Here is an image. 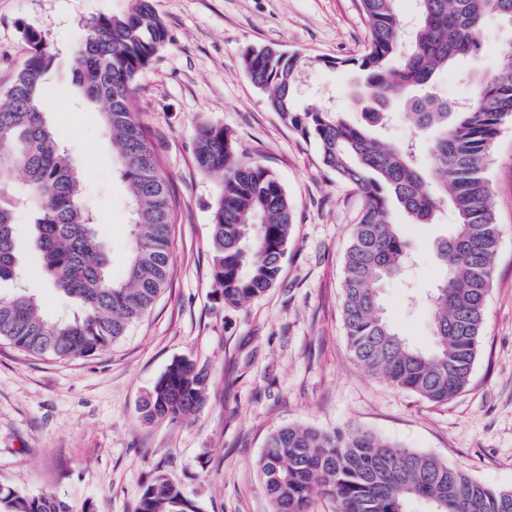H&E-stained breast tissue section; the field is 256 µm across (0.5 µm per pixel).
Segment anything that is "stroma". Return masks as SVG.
<instances>
[{
    "instance_id": "obj_1",
    "label": "stroma",
    "mask_w": 512,
    "mask_h": 512,
    "mask_svg": "<svg viewBox=\"0 0 512 512\" xmlns=\"http://www.w3.org/2000/svg\"><path fill=\"white\" fill-rule=\"evenodd\" d=\"M129 0H0V92L40 31L56 55L46 79L48 119L82 175V203L95 222L109 271L122 278L130 189L115 170L103 106L86 108L72 84L83 25L120 14ZM169 40L136 81L138 118L148 128L177 201L166 288L150 313L106 351L69 361L33 358L0 344V485L52 494L69 512H135L161 472L201 512H270L256 473L268 436L293 425L354 428L436 456L496 488L512 489V123L497 137L488 168L500 240L483 336L466 391L432 404L359 366L341 315L342 264L363 199L320 163L314 142L266 106L242 67L254 45L274 44L313 59L351 58L367 44L358 0H153ZM507 31L496 15L481 29L482 51L442 72L432 90L450 103L473 94L460 71L481 76L501 64ZM352 70H298V108L320 101L350 122ZM205 122L224 126L240 159L275 173L293 205L279 280L265 294L228 307L212 277L210 229L217 176L195 161ZM36 202L15 214L26 283L49 315L73 299L40 273L33 242ZM453 221L404 224L412 255L407 277L386 281V316L415 346L434 342L423 303L439 267L435 247ZM188 357L206 369V405L176 423H146L142 398L168 364Z\"/></svg>"
}]
</instances>
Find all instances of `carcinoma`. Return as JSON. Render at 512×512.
<instances>
[{"label":"carcinoma","instance_id":"carcinoma-1","mask_svg":"<svg viewBox=\"0 0 512 512\" xmlns=\"http://www.w3.org/2000/svg\"><path fill=\"white\" fill-rule=\"evenodd\" d=\"M411 29L396 0H359L369 43L351 59H323L327 67L359 72L354 99L364 123L344 120L320 103L297 111L298 70L316 62L256 45L242 56L268 108L316 142L322 166L351 184L364 206L344 257L342 321L355 361L394 387L446 404L462 393L482 339L487 295L499 245L494 199L486 171L501 126L512 120V40L498 70L466 76L474 92L459 108L435 98L429 86L455 60L481 48L484 17L496 14L512 30V0H414ZM30 55L0 104V282L15 281L14 213L31 196L43 199L35 217L40 272L74 299L68 317L43 313L33 291L0 294V341L32 356L69 361L95 356L125 336L151 309L168 280L176 201L146 128L137 118L135 80L169 38L151 0H130L119 15L83 26L72 72L81 99L104 104V122L118 148V173L132 194L125 277L112 279L93 219L80 204L82 187L68 152L56 140L43 108L45 75L55 54L42 33L26 26ZM398 102L417 132H431L421 163L410 147L387 143L372 128L382 108ZM195 159L220 179L212 215V271L220 298L237 306L272 288L292 231V205L276 176L238 159L224 127L202 124ZM397 201L410 222L429 223L443 205L454 216L438 246L440 273L428 296L435 336L421 350L384 316L380 284L405 271L407 246L390 218ZM207 371L173 360L141 405L147 422H177L201 409ZM271 512H313L315 498L332 512H512V490H498L436 457L357 429L323 431L287 426L273 432L257 463ZM0 512H68L51 494L0 486ZM136 512H199L180 488L158 473Z\"/></svg>","mask_w":512,"mask_h":512}]
</instances>
